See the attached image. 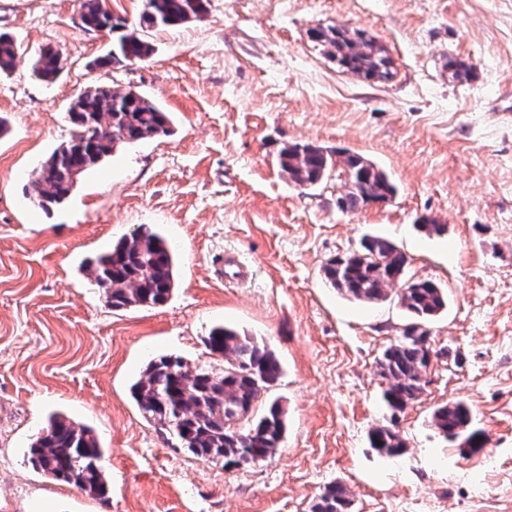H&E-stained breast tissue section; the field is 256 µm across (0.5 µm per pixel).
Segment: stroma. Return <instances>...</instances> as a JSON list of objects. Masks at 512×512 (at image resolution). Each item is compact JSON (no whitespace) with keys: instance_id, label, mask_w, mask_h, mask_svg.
Wrapping results in <instances>:
<instances>
[{"instance_id":"1","label":"stroma","mask_w":512,"mask_h":512,"mask_svg":"<svg viewBox=\"0 0 512 512\" xmlns=\"http://www.w3.org/2000/svg\"><path fill=\"white\" fill-rule=\"evenodd\" d=\"M77 10L0 0V31L28 50L0 79V512H310L335 483L352 512H512V0H207L200 18L144 30L149 58L100 69L112 36L80 29ZM329 24L374 36L394 78L342 71L309 36ZM46 46L67 59L49 82L30 72ZM451 57L471 65L467 80L451 77ZM94 86L139 92L172 132L119 146L44 213L30 183L70 136V101ZM288 143L360 155L398 192L340 211L339 181L303 188L280 171ZM423 216L445 232H419ZM144 225L175 254L177 287L158 308L109 309L83 267ZM369 235L448 294L429 326L440 356L395 415L377 360L405 311L323 278ZM230 256L250 266L247 284L222 274ZM218 324L281 364L259 404L283 406V440L234 468L168 444L131 394L158 356L215 363L205 338ZM450 402L471 409L479 453L432 425ZM54 414L94 431L105 497L29 463ZM379 426L399 432L402 455L372 448Z\"/></svg>"}]
</instances>
